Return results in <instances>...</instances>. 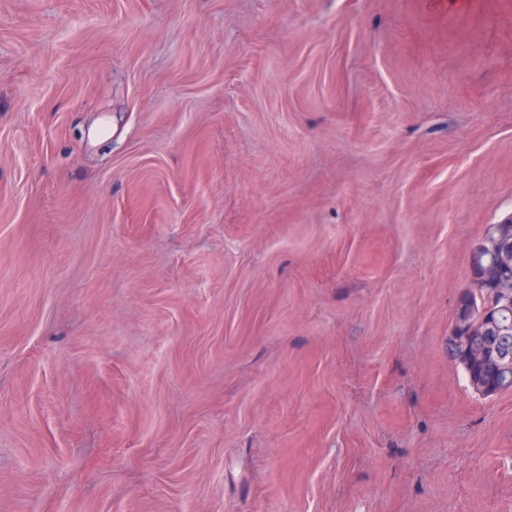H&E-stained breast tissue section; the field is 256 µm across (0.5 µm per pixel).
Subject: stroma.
Returning <instances> with one entry per match:
<instances>
[{
    "instance_id": "obj_1",
    "label": "stroma",
    "mask_w": 512,
    "mask_h": 512,
    "mask_svg": "<svg viewBox=\"0 0 512 512\" xmlns=\"http://www.w3.org/2000/svg\"><path fill=\"white\" fill-rule=\"evenodd\" d=\"M510 215L512 0H0V512H512ZM471 287L461 292L454 326H459L460 345H451L448 353L459 360L471 387L481 396L501 393L497 374L483 371L476 354L496 357L494 367L510 374L512 365V215L485 230L481 242L471 254ZM469 336H477L470 339ZM464 347L468 350L464 351ZM503 355H511L501 357Z\"/></svg>"
}]
</instances>
